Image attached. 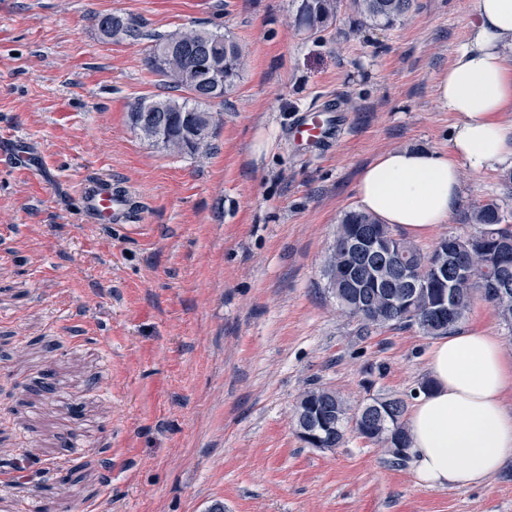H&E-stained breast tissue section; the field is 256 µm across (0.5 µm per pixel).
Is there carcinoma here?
I'll return each mask as SVG.
<instances>
[{
    "label": "carcinoma",
    "mask_w": 512,
    "mask_h": 512,
    "mask_svg": "<svg viewBox=\"0 0 512 512\" xmlns=\"http://www.w3.org/2000/svg\"><path fill=\"white\" fill-rule=\"evenodd\" d=\"M413 0H352L360 23L386 27L405 16ZM341 0H301L298 25L316 36L336 21ZM103 38L113 41L147 40V65L167 88L179 96L141 97L130 104L129 119L141 135L155 145L179 154L204 151L193 143L192 132L200 122L215 123L206 109L210 100L194 91L199 73L192 65L178 60L164 70L158 68V50L170 39L143 30L133 16L112 15V33L98 28ZM190 33L210 37L211 53L224 60V92L240 79L244 56L230 37L204 27ZM162 123L167 143L152 138V124ZM466 221L474 231L440 238L425 254L412 242L395 235L388 224L364 212H346L337 227L329 256L323 268L328 289L340 310L357 320L360 330L369 334L383 327L415 328L422 335L444 336L465 320L475 296L492 304L500 321L512 329V224L507 223L497 200L472 209ZM449 296L457 313L453 321L441 314L444 296ZM407 403L395 396H373L351 408L336 391L312 387L300 395L296 423L301 431L317 436L303 439L311 448L341 447L347 427L360 438L391 454L394 464L402 465L408 456L396 452L408 447L405 425Z\"/></svg>",
    "instance_id": "carcinoma-1"
}]
</instances>
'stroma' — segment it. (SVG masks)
I'll list each match as a JSON object with an SVG mask.
<instances>
[{"mask_svg": "<svg viewBox=\"0 0 512 512\" xmlns=\"http://www.w3.org/2000/svg\"><path fill=\"white\" fill-rule=\"evenodd\" d=\"M301 0H0V131L42 158L33 179L0 160V512H512V478L418 486L411 466L355 435L311 448L293 406L310 387L350 405L410 398L432 338L362 334L323 267L361 169L395 149L449 150L435 80L465 42L473 0H414L387 28L345 0L309 36ZM172 34L199 25L244 50L210 103L206 159L160 149L129 120L162 94L146 43L110 42L96 14ZM339 101L344 127L318 154L287 138L299 112ZM512 158L462 169L431 250L471 232ZM111 176L144 203L125 236L82 213V183Z\"/></svg>", "mask_w": 512, "mask_h": 512, "instance_id": "35a3bbf8", "label": "stroma"}]
</instances>
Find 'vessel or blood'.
I'll use <instances>...</instances> for the list:
<instances>
[{"instance_id":"vessel-or-blood-1","label":"vessel or blood","mask_w":512,"mask_h":512,"mask_svg":"<svg viewBox=\"0 0 512 512\" xmlns=\"http://www.w3.org/2000/svg\"><path fill=\"white\" fill-rule=\"evenodd\" d=\"M341 128L331 121L319 122L311 112L295 116L288 128L294 141L321 149L336 140ZM81 205L88 221L94 224H113L128 234L142 229V208L134 202L126 187L113 185L109 176L98 175L84 182Z\"/></svg>"}]
</instances>
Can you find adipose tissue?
Listing matches in <instances>:
<instances>
[{
    "mask_svg": "<svg viewBox=\"0 0 512 512\" xmlns=\"http://www.w3.org/2000/svg\"><path fill=\"white\" fill-rule=\"evenodd\" d=\"M467 41L436 79L452 113L450 151L395 149L366 166L356 207L412 237L446 223L462 195V168L481 172L512 156V0H473ZM431 388L406 415L415 481L429 488L467 487L512 459V355L498 337L469 329L436 340L428 357Z\"/></svg>",
    "mask_w": 512,
    "mask_h": 512,
    "instance_id": "1",
    "label": "adipose tissue"
}]
</instances>
